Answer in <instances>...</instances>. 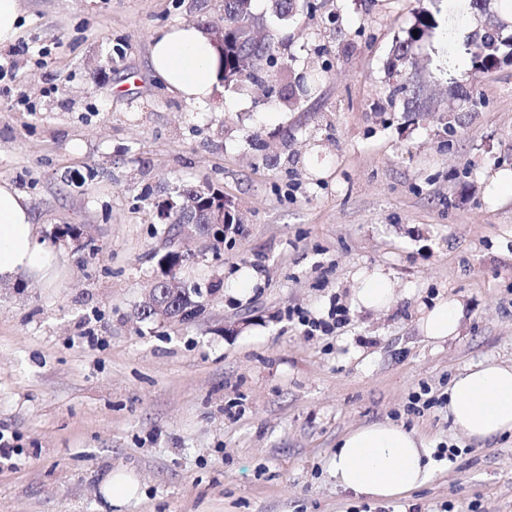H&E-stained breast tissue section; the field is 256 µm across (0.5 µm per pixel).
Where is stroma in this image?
<instances>
[{"mask_svg":"<svg viewBox=\"0 0 512 512\" xmlns=\"http://www.w3.org/2000/svg\"><path fill=\"white\" fill-rule=\"evenodd\" d=\"M448 0H312L287 20L253 0L282 63L203 103L152 71L156 34L218 17L224 0H20L0 43V182L25 194L60 254L53 280H0V512H512V435L474 441L447 406L407 411L421 387L512 360V64L465 81L476 22L417 43L436 112L391 102L387 63L420 10ZM317 76L311 94L299 76ZM215 185L242 217L219 260L193 270L221 296L192 322L140 321L167 244L142 192L170 177ZM77 224L88 255L58 229ZM383 269L390 306H354L356 274ZM450 297L457 336L419 329ZM347 319L309 336L292 310ZM386 421L437 457L392 501L338 488L329 461L349 430ZM133 497L106 501L107 476Z\"/></svg>","mask_w":512,"mask_h":512,"instance_id":"obj_1","label":"stroma"}]
</instances>
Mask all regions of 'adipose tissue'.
<instances>
[{"mask_svg": "<svg viewBox=\"0 0 512 512\" xmlns=\"http://www.w3.org/2000/svg\"><path fill=\"white\" fill-rule=\"evenodd\" d=\"M150 62L169 90L189 102L208 99L218 80L213 45L194 25L162 31L151 45ZM55 257V249L33 222L26 198L1 183L0 279L22 271L47 278ZM393 297L384 272L358 274L354 292L358 306L382 309ZM461 317L459 302L445 299L423 311L420 329L427 340L445 342L456 336ZM448 412L454 426L470 439L512 434V364L487 360L455 376L448 388ZM330 470L343 490L390 500L429 482L435 463L415 433L390 423H372L341 437Z\"/></svg>", "mask_w": 512, "mask_h": 512, "instance_id": "adipose-tissue-1", "label": "adipose tissue"}]
</instances>
